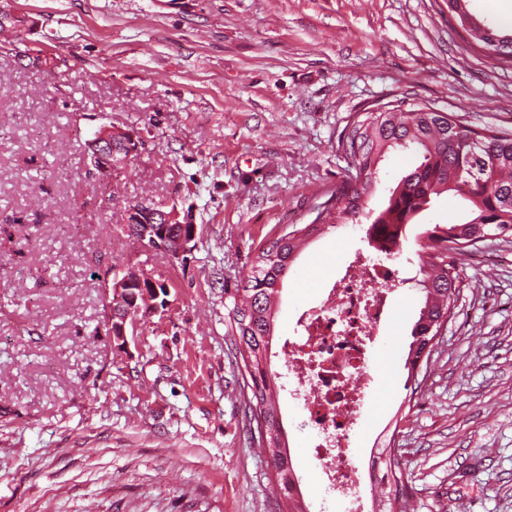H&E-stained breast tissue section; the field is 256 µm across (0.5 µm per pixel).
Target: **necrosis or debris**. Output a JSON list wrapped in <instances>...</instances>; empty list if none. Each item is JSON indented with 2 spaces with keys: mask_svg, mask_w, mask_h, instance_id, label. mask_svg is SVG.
<instances>
[{
  "mask_svg": "<svg viewBox=\"0 0 512 512\" xmlns=\"http://www.w3.org/2000/svg\"><path fill=\"white\" fill-rule=\"evenodd\" d=\"M373 247L380 260L356 255L317 305L303 311L299 338L282 347L294 394L319 439L313 457L347 512H366L367 494L349 443L372 389L369 352L380 339L399 280L397 266L385 258L387 240Z\"/></svg>",
  "mask_w": 512,
  "mask_h": 512,
  "instance_id": "4bbe7bcc",
  "label": "necrosis or debris"
}]
</instances>
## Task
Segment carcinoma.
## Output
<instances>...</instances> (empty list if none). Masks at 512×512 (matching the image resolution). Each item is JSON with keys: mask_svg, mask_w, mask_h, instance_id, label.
<instances>
[{"mask_svg": "<svg viewBox=\"0 0 512 512\" xmlns=\"http://www.w3.org/2000/svg\"><path fill=\"white\" fill-rule=\"evenodd\" d=\"M412 149L420 156L415 169L392 190L386 207L377 214L366 211L364 196L378 179L380 164L393 149ZM337 150L350 161L348 179L341 190L316 207L309 224L282 229L270 244L258 250L250 272L232 294L229 329L235 339L244 386L256 423H268L260 442L267 449L283 497L280 512H305L295 499L292 458L283 440V425L276 405L275 375L268 363L274 331L278 288L296 252L312 237L338 224L370 220L367 231L387 232L400 253L404 225L427 209L433 197L454 191L471 203L462 222L436 224L424 232L420 243L416 286L422 306L411 329L405 362L408 401L421 385L419 375L429 362L434 341L448 323L459 291V274L448 253L492 236L512 233V133L493 127L473 129L457 117L426 103L396 99L377 105V111L355 113L341 133ZM378 512H404V480L393 460H388Z\"/></svg>", "mask_w": 512, "mask_h": 512, "instance_id": "obj_1", "label": "carcinoma"}]
</instances>
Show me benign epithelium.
Listing matches in <instances>:
<instances>
[{
    "mask_svg": "<svg viewBox=\"0 0 512 512\" xmlns=\"http://www.w3.org/2000/svg\"><path fill=\"white\" fill-rule=\"evenodd\" d=\"M90 174L102 182L112 179V172L118 170L144 147L139 133L103 125L90 140ZM142 203H130L124 211L123 221L134 225L132 241L138 246L165 254L172 261H181L191 251L190 243L195 239V225L179 224L178 211L163 209L161 205L151 207L154 221L147 222L141 215ZM160 280L141 270L129 268L114 277L103 278V295L107 306L105 322L107 335L115 337L120 347L127 344V326H136L143 308L161 310V304L153 300L160 296L157 284ZM137 288L140 298L121 302L123 289Z\"/></svg>",
    "mask_w": 512,
    "mask_h": 512,
    "instance_id": "obj_1",
    "label": "benign epithelium"
}]
</instances>
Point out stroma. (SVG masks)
Returning <instances> with one entry per match:
<instances>
[{
    "mask_svg": "<svg viewBox=\"0 0 512 512\" xmlns=\"http://www.w3.org/2000/svg\"><path fill=\"white\" fill-rule=\"evenodd\" d=\"M512 36V0H466ZM0 512H277L272 466L234 359L229 296L258 248L307 224L347 179L354 113L399 98L468 127L512 130V64L463 32L446 0H0ZM54 62L33 64L36 50ZM145 146L108 187L88 179L100 126ZM394 150L368 209L418 164ZM196 227L186 262L129 241V203ZM455 192L407 225L402 283L372 352L377 393L356 461L390 440L413 512H512V239L454 254L460 288L414 402L404 368L421 296L419 242L466 217ZM365 227L309 240L283 284L276 338L294 333ZM140 267L169 286L120 350L102 275ZM280 414L309 512H345L288 393Z\"/></svg>",
    "mask_w": 512,
    "mask_h": 512,
    "instance_id": "stroma-1",
    "label": "stroma"
}]
</instances>
